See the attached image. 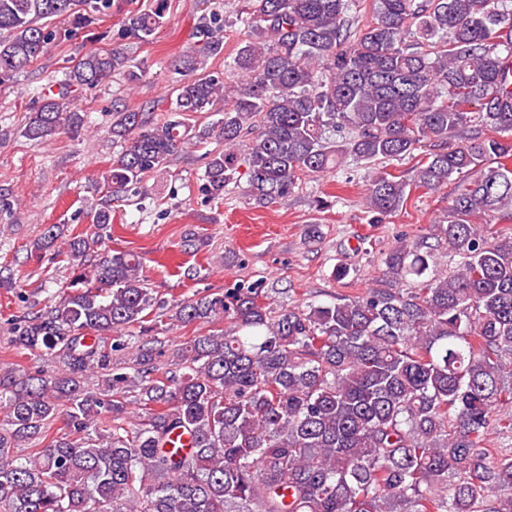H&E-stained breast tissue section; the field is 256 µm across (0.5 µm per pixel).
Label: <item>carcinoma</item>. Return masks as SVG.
<instances>
[{"instance_id":"cac0c4a2","label":"carcinoma","mask_w":512,"mask_h":512,"mask_svg":"<svg viewBox=\"0 0 512 512\" xmlns=\"http://www.w3.org/2000/svg\"><path fill=\"white\" fill-rule=\"evenodd\" d=\"M113 2L0 0V77L46 53L49 19L89 28ZM152 2L125 14L120 39L152 40L167 0ZM352 6L248 0L249 39L224 75L206 68L222 42L204 20L163 122L112 111L108 200L63 245L51 227L34 244L73 277L54 307L13 323L17 353L55 369L0 367V512H512V451L487 447L512 432V231H483L512 221V9L371 0L355 30ZM114 75L141 78L119 46L72 60L64 88ZM221 101L218 125L186 122ZM84 125L48 95L22 134ZM213 136L224 150L209 154L202 193L224 198L242 168L259 203L287 201L301 174L430 146L412 179L376 175L366 206L378 223L411 189L456 178L448 219L428 232L456 270L430 272L426 241L402 239L361 297L275 309L251 287L179 300L171 324L228 327L164 350L141 257L84 262L111 203Z\"/></svg>"}]
</instances>
